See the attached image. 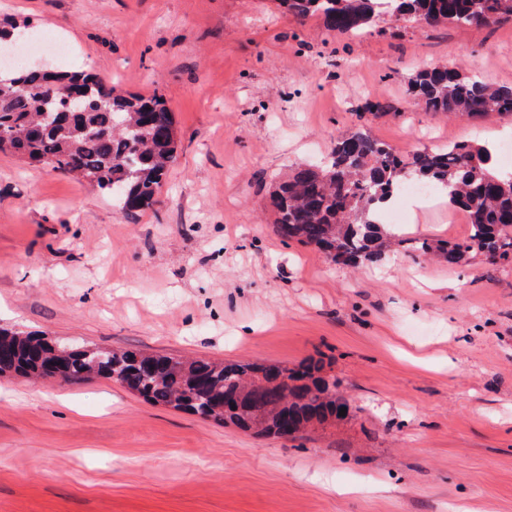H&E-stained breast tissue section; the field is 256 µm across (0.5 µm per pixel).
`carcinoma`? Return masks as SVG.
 <instances>
[{
	"instance_id": "obj_1",
	"label": "carcinoma",
	"mask_w": 512,
	"mask_h": 512,
	"mask_svg": "<svg viewBox=\"0 0 512 512\" xmlns=\"http://www.w3.org/2000/svg\"><path fill=\"white\" fill-rule=\"evenodd\" d=\"M296 17L317 16L337 37H351L385 15L428 26L491 27L512 19V0H278ZM0 79V152L28 158L85 180L112 197L134 220L153 205L177 160L173 113L160 96L124 92L80 68L44 70L26 65ZM83 96L75 112L67 94ZM413 102L428 112L477 118L512 116V87H494L443 64L409 80ZM493 151L453 143L399 153L358 130L336 137L329 160L295 169L270 195L277 232L316 247L331 262L382 263L405 238L371 218L376 203L393 197L410 175L439 186L449 204L464 210L463 240L421 241L417 250L436 253L462 267L475 253L512 267V173L492 170ZM59 357L45 338L0 328V376L43 378ZM70 378L113 379L147 402L231 423L258 434H299L339 418L334 381L320 359L296 367L224 364L140 351L75 353Z\"/></svg>"
}]
</instances>
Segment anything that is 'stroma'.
Masks as SVG:
<instances>
[{
    "instance_id": "obj_1",
    "label": "stroma",
    "mask_w": 512,
    "mask_h": 512,
    "mask_svg": "<svg viewBox=\"0 0 512 512\" xmlns=\"http://www.w3.org/2000/svg\"><path fill=\"white\" fill-rule=\"evenodd\" d=\"M71 48L15 55L159 95L178 158L127 219L83 180L0 153V327L177 357H323L350 412L295 439L156 406L121 383L0 377V512H512V268L419 252L329 263L283 240L274 182L359 129L409 153L476 145L512 118L408 105L423 63L512 86V20L435 28L383 17L337 39L277 0H0ZM395 113L362 112L368 97ZM414 240L463 238L436 199Z\"/></svg>"
}]
</instances>
